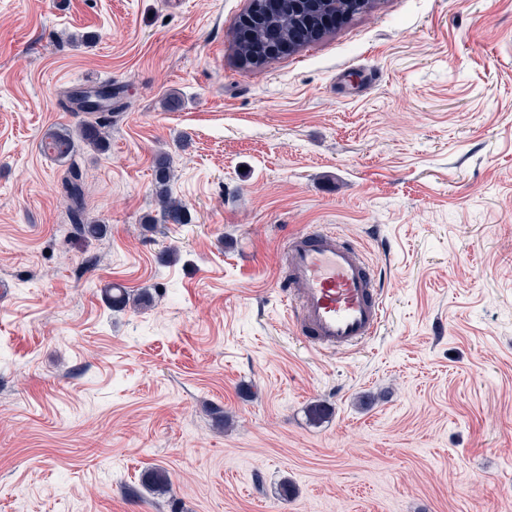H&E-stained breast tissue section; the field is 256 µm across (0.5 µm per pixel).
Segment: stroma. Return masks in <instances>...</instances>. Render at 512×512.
<instances>
[{
	"label": "stroma",
	"instance_id": "stroma-1",
	"mask_svg": "<svg viewBox=\"0 0 512 512\" xmlns=\"http://www.w3.org/2000/svg\"><path fill=\"white\" fill-rule=\"evenodd\" d=\"M249 6L0 0V512H512V0H372L257 68ZM109 80V150L44 153L81 121L62 93ZM315 225L382 275L343 354L278 279ZM172 162L165 152L158 153L154 158L155 198L160 211L167 217L174 216L182 222L186 221V212L172 197L170 182L172 178ZM61 187L68 201V211L75 232L85 237L99 235L102 231V224L87 221L85 217L86 188L81 170L74 165L70 166L66 175L61 179ZM112 310L120 311L126 309L130 303L133 307H147L151 301L149 294L144 293L139 297H132L126 288L119 285H110L102 290Z\"/></svg>",
	"mask_w": 512,
	"mask_h": 512
}]
</instances>
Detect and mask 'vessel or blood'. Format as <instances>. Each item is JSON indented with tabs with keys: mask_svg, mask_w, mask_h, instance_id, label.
I'll use <instances>...</instances> for the list:
<instances>
[{
	"mask_svg": "<svg viewBox=\"0 0 512 512\" xmlns=\"http://www.w3.org/2000/svg\"><path fill=\"white\" fill-rule=\"evenodd\" d=\"M289 317L319 351L342 353L375 335L385 303L374 267L334 230L310 229L288 242Z\"/></svg>",
	"mask_w": 512,
	"mask_h": 512,
	"instance_id": "1",
	"label": "vessel or blood"
}]
</instances>
